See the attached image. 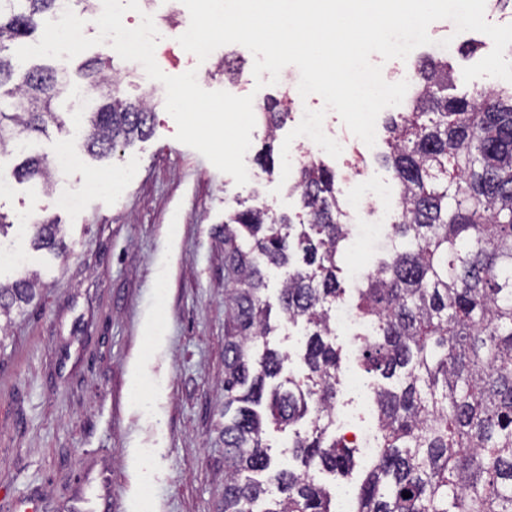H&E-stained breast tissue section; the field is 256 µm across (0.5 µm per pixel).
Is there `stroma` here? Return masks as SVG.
I'll return each mask as SVG.
<instances>
[{
  "instance_id": "obj_1",
  "label": "stroma",
  "mask_w": 512,
  "mask_h": 512,
  "mask_svg": "<svg viewBox=\"0 0 512 512\" xmlns=\"http://www.w3.org/2000/svg\"><path fill=\"white\" fill-rule=\"evenodd\" d=\"M434 44L406 59L383 60L385 80H411L425 55L447 58L456 85L463 67L484 58L493 43L475 33L477 53L466 56L453 40L455 25L435 23ZM450 39L448 48L438 45ZM110 44L73 59L33 58L17 63L18 74L48 65L69 76L59 99L64 128L49 126L30 137V152L44 158L70 150L76 159L66 174L80 195L77 209L53 202L40 180L14 181L0 196L9 222L0 239L17 242L25 268L0 267L6 285L37 272L40 295L11 314L0 340V512H92L100 495L112 512H222L224 507V240L218 231L230 212L267 208L301 216L297 192L281 180L280 167L262 170L255 160L267 139L265 123L251 133L245 154L247 184L236 185L204 156L175 138L162 83L114 57L106 70L119 81L121 97L147 98L154 111L150 133L120 145L106 158L89 155L79 134L77 98L94 94L85 65L112 55ZM229 56L233 74L211 61L196 62L198 84L215 91L232 87L257 107L281 97L285 83L299 80L284 67L277 84H248L253 54L234 44L216 49ZM396 107L377 117L374 147L362 145L338 114L329 135L348 149L326 157L335 170L336 195L347 224H379L398 205V188L382 161L384 124ZM59 224L66 252L35 250L33 226ZM378 251L346 243L338 261L345 301H352L353 273L374 265ZM141 395H134V388Z\"/></svg>"
}]
</instances>
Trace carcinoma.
Wrapping results in <instances>:
<instances>
[{
  "label": "carcinoma",
  "instance_id": "1",
  "mask_svg": "<svg viewBox=\"0 0 512 512\" xmlns=\"http://www.w3.org/2000/svg\"><path fill=\"white\" fill-rule=\"evenodd\" d=\"M56 0H0V89L14 69L9 44L33 33L35 17ZM109 58L86 67L103 82ZM56 72L38 68L5 91L0 147L15 130L42 133L57 120ZM290 106L265 107L269 137ZM152 110L110 95L85 113L83 147L106 156L145 137ZM385 162L399 183V213L378 266L361 275L355 309L373 333L359 342L374 387L375 460L355 494L357 512H512V83L459 91L448 61L417 69L407 110L391 118ZM19 180L48 179L37 155L14 170ZM336 173L321 160L300 170L306 223L260 208L224 222L223 512H335L315 472L343 471L352 455L330 436L343 376L336 347V301L344 294L337 259L350 235L336 197ZM56 224L36 225L33 244L63 247ZM289 268L279 316L305 324L304 379H281L289 355L268 347L271 305L265 268ZM31 276L0 285V316L32 303ZM293 429L286 452L302 470L274 476L279 496L258 478L272 464L267 423ZM409 497H403V494Z\"/></svg>",
  "mask_w": 512,
  "mask_h": 512
}]
</instances>
